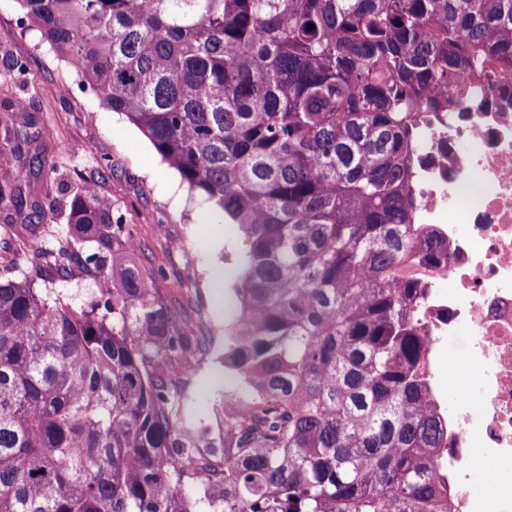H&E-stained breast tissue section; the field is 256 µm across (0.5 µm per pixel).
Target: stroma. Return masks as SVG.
<instances>
[{
	"instance_id": "stroma-1",
	"label": "stroma",
	"mask_w": 512,
	"mask_h": 512,
	"mask_svg": "<svg viewBox=\"0 0 512 512\" xmlns=\"http://www.w3.org/2000/svg\"><path fill=\"white\" fill-rule=\"evenodd\" d=\"M18 18L15 0H0V96L39 117L46 141L42 178L56 200L64 199L69 176L111 159L114 172L100 190L136 242L140 268L157 271L153 286L183 323L213 338L210 354L180 383L186 398L206 410L224 385V292L233 286L217 285L215 275L233 270L245 244L215 223L208 205L190 201L186 184L149 140L83 90L38 31L20 32ZM18 61L26 66L21 76L13 69Z\"/></svg>"
}]
</instances>
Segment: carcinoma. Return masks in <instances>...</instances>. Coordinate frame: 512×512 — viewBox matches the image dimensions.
I'll list each match as a JSON object with an SVG mask.
<instances>
[{"label":"carcinoma","instance_id":"1","mask_svg":"<svg viewBox=\"0 0 512 512\" xmlns=\"http://www.w3.org/2000/svg\"><path fill=\"white\" fill-rule=\"evenodd\" d=\"M16 2L248 249L212 436L176 388L209 337L134 263L109 160L76 174L53 261L0 269V512H453L411 313L448 258L416 222L417 125L512 102L458 91L512 74V0ZM42 168L39 120L0 99L7 223L51 219ZM76 267L99 295L49 301ZM194 448L224 471L202 500L171 458Z\"/></svg>","mask_w":512,"mask_h":512}]
</instances>
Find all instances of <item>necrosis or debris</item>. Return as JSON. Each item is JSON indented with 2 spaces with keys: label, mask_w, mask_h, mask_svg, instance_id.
Instances as JSON below:
<instances>
[{
  "label": "necrosis or debris",
  "mask_w": 512,
  "mask_h": 512,
  "mask_svg": "<svg viewBox=\"0 0 512 512\" xmlns=\"http://www.w3.org/2000/svg\"><path fill=\"white\" fill-rule=\"evenodd\" d=\"M417 141L418 223L448 242L415 311L432 353L457 344L453 368L472 387L446 399L448 487L454 512H512V111L426 113ZM491 464L490 493L469 490L471 463Z\"/></svg>",
  "instance_id": "necrosis-or-debris-1"
}]
</instances>
